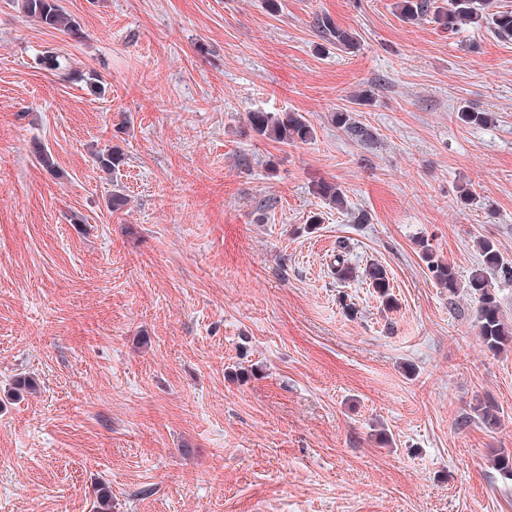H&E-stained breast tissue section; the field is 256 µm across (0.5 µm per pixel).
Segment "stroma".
<instances>
[{
  "label": "stroma",
  "mask_w": 512,
  "mask_h": 512,
  "mask_svg": "<svg viewBox=\"0 0 512 512\" xmlns=\"http://www.w3.org/2000/svg\"><path fill=\"white\" fill-rule=\"evenodd\" d=\"M395 2L61 0L75 41L0 0V512H94L102 486L112 512H512V352L484 350L420 246L463 283L476 236L512 260V41ZM320 13L356 53L321 44ZM257 109L316 136H259ZM465 184L492 211L459 206ZM342 240L394 307L332 274ZM20 374L37 394L12 396ZM247 121L259 136L283 144L306 143L316 134L311 122L299 112H249ZM353 112L338 110L331 113V123L342 129L349 136L358 141H366L372 137L368 128L356 121ZM313 191L330 207L342 209L345 204V194L343 190L333 182L319 180L313 184ZM362 277L369 286L374 288L379 297L383 299L388 306L394 305L393 295L390 293V282L386 268L378 263H372L366 266L362 272Z\"/></svg>",
  "instance_id": "35a3bbf8"
}]
</instances>
